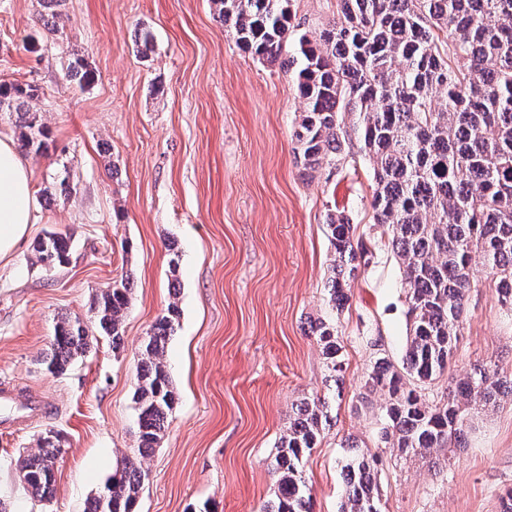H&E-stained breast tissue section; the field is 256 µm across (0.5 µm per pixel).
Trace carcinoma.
<instances>
[{
  "label": "carcinoma",
  "mask_w": 512,
  "mask_h": 512,
  "mask_svg": "<svg viewBox=\"0 0 512 512\" xmlns=\"http://www.w3.org/2000/svg\"><path fill=\"white\" fill-rule=\"evenodd\" d=\"M239 46L260 61L296 71L304 109L294 130L306 165L341 163L342 143L356 135L372 172L374 224L403 269L407 339L402 368L375 359L364 383L365 403L380 399L381 442L405 457L427 458L460 446L470 405L491 410L512 400V376L477 362L463 377H449L446 395L430 398L428 385L451 366L466 297L478 264L499 302L512 311V0H336V19L312 39L291 23L290 0H211ZM295 52L284 56L289 41ZM66 76L84 84L95 74L83 58L68 62ZM37 87L0 84V112H15L27 129L23 146L48 150L44 125L24 109ZM56 194L74 191L67 170ZM333 248L327 282L332 309L349 305L351 283L369 249L354 244L353 225L331 213L325 224ZM68 237L50 232L35 246L45 268L68 260ZM131 303L129 279L93 298L94 327L63 317L55 327L47 368L64 371L96 336L121 350ZM181 310L172 301L151 326L137 367L134 402L139 455L160 443L176 403L165 352ZM311 335L327 368L342 371L336 322L319 319ZM327 422L326 401L302 403L282 438L272 467L276 512H312L304 461ZM61 443L40 439L20 460L24 484L43 501L54 493ZM376 458L345 466L341 512H381L374 492ZM146 472L126 458L86 512H136Z\"/></svg>",
  "instance_id": "cac0c4a2"
}]
</instances>
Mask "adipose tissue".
Instances as JSON below:
<instances>
[{"label":"adipose tissue","mask_w":512,"mask_h":512,"mask_svg":"<svg viewBox=\"0 0 512 512\" xmlns=\"http://www.w3.org/2000/svg\"><path fill=\"white\" fill-rule=\"evenodd\" d=\"M34 211L30 171L12 138L0 133V258L27 234Z\"/></svg>","instance_id":"adipose-tissue-1"}]
</instances>
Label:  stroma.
<instances>
[{"label":"stroma","mask_w":512,"mask_h":512,"mask_svg":"<svg viewBox=\"0 0 512 512\" xmlns=\"http://www.w3.org/2000/svg\"><path fill=\"white\" fill-rule=\"evenodd\" d=\"M293 24L315 32L336 0H291ZM62 27L43 28L42 0H0V82L38 86L27 101L49 150L20 148L32 173L35 222L0 260V500L11 512H85L124 456L135 454L139 349L169 302L181 317L165 361L177 402L147 471L137 512H274L271 463L300 402L328 397L330 419L304 463L313 512H340L343 467L357 444L380 455L382 512H500L512 489V401L470 411L461 447L439 463L380 447L378 411L360 394L376 356L401 364L402 271L379 243L372 172L358 142L343 165L307 168L293 132L302 106L290 71L244 52L212 0H63ZM150 31V45L137 34ZM95 72L80 86L73 57ZM75 185L56 196L53 177ZM371 251L339 315L345 367L331 378L311 321L330 316L325 288L330 210ZM49 232L71 242L65 264L34 265ZM129 277L124 348L98 337L66 371L45 363L56 322L93 324L92 298ZM471 289L453 374L478 361L512 374V313ZM63 437L51 500L21 482V456Z\"/></svg>","instance_id":"1"}]
</instances>
